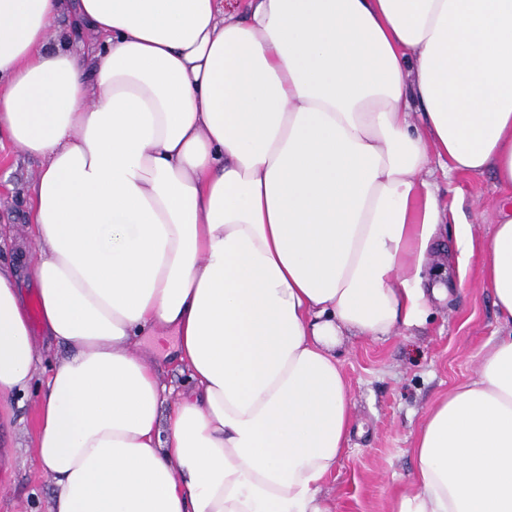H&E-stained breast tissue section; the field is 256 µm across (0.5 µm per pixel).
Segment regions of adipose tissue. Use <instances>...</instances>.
I'll list each match as a JSON object with an SVG mask.
<instances>
[{
  "instance_id": "1",
  "label": "adipose tissue",
  "mask_w": 512,
  "mask_h": 512,
  "mask_svg": "<svg viewBox=\"0 0 512 512\" xmlns=\"http://www.w3.org/2000/svg\"><path fill=\"white\" fill-rule=\"evenodd\" d=\"M0 0V133L43 161L35 251L0 266V413L40 360L47 512H328L344 333L425 322L453 227L505 335L439 399L394 512H512V202L476 245L424 176L512 191V0ZM178 338L169 400L138 337ZM168 417H161L163 405Z\"/></svg>"
}]
</instances>
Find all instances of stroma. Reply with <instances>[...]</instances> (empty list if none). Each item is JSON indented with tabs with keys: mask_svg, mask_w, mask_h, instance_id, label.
<instances>
[{
	"mask_svg": "<svg viewBox=\"0 0 512 512\" xmlns=\"http://www.w3.org/2000/svg\"><path fill=\"white\" fill-rule=\"evenodd\" d=\"M41 169L5 137L0 138V263L13 260L14 240H30L28 200ZM440 191L463 199L460 217L478 242L491 239L499 204L506 197L492 174H444L433 167ZM433 265L444 268L449 295L433 302L424 324L396 329L374 339L351 336L341 350L353 425L349 445L321 496L331 512H393L409 491L416 470L415 434L432 404L474 380L485 343L501 333L490 292L477 267L458 277L454 241H447ZM36 393L18 394L9 417L0 421V512H45L51 474L35 452Z\"/></svg>",
	"mask_w": 512,
	"mask_h": 512,
	"instance_id": "obj_1",
	"label": "stroma"
}]
</instances>
